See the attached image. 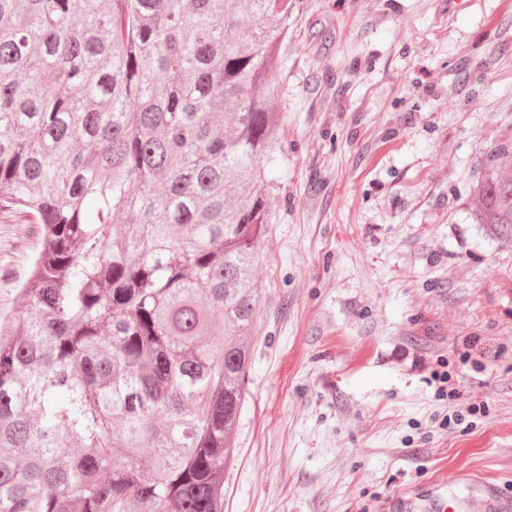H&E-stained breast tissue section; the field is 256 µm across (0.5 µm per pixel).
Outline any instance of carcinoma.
I'll return each mask as SVG.
<instances>
[{"instance_id": "obj_1", "label": "carcinoma", "mask_w": 512, "mask_h": 512, "mask_svg": "<svg viewBox=\"0 0 512 512\" xmlns=\"http://www.w3.org/2000/svg\"><path fill=\"white\" fill-rule=\"evenodd\" d=\"M293 0H0V512H224ZM512 241V141L477 186ZM32 224H23L0 214V316L13 312L18 282L23 279L29 260L40 242L32 234Z\"/></svg>"}]
</instances>
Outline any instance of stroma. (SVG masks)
I'll list each match as a JSON object with an SVG mask.
<instances>
[{
	"label": "stroma",
	"mask_w": 512,
	"mask_h": 512,
	"mask_svg": "<svg viewBox=\"0 0 512 512\" xmlns=\"http://www.w3.org/2000/svg\"><path fill=\"white\" fill-rule=\"evenodd\" d=\"M279 64L224 512H381L462 473L511 496L512 242L474 207L512 139V0H295ZM39 246L0 214V330Z\"/></svg>",
	"instance_id": "stroma-1"
}]
</instances>
